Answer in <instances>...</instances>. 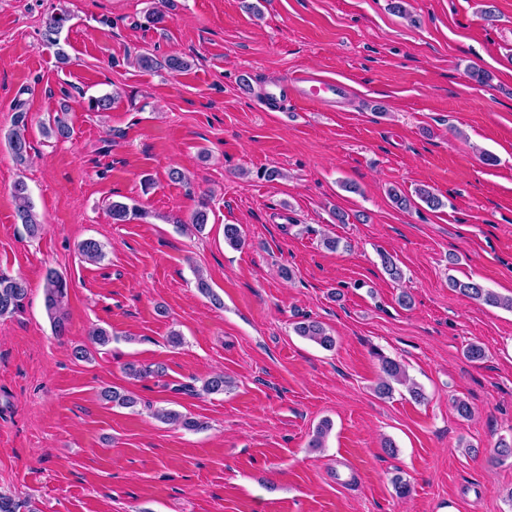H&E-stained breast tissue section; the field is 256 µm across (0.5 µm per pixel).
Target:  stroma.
I'll return each instance as SVG.
<instances>
[{"label":"stroma","instance_id":"35a3bbf8","mask_svg":"<svg viewBox=\"0 0 512 512\" xmlns=\"http://www.w3.org/2000/svg\"><path fill=\"white\" fill-rule=\"evenodd\" d=\"M391 3L175 0L150 26L153 0H0V269L30 287L24 312L0 319V491L40 512H512V457L497 453L512 442V309L448 285L512 298V0H404L403 15ZM56 8L73 19L53 47L41 33ZM142 53L191 67L145 71ZM298 69L347 91L265 111L261 88ZM114 92L110 111H86ZM19 101L22 165L7 144ZM63 105L71 138L44 137ZM19 180L44 222L35 238L16 215ZM423 186L442 209L388 194ZM132 201L146 218L113 223L109 203ZM228 224L242 249L225 244ZM88 238L102 261L79 255ZM50 269L69 283L61 337L44 308ZM305 316L333 349L295 333ZM96 327L111 343L75 359ZM472 343L484 360L467 359ZM381 353L423 400L401 384L378 394ZM129 363L166 373L133 380ZM220 372L224 393L177 390ZM112 386L137 406L104 401ZM160 407L207 427L161 423ZM452 288L459 290L462 294L479 301H483L489 305H502L500 298L493 292L485 289L481 284L474 281H458L451 280Z\"/></svg>","mask_w":512,"mask_h":512}]
</instances>
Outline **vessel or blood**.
Segmentation results:
<instances>
[{"label":"vessel or blood","mask_w":512,"mask_h":512,"mask_svg":"<svg viewBox=\"0 0 512 512\" xmlns=\"http://www.w3.org/2000/svg\"><path fill=\"white\" fill-rule=\"evenodd\" d=\"M344 93L345 87L341 81L300 70L264 87L261 98L264 105L283 109L292 103L326 105L335 102Z\"/></svg>","instance_id":"1"}]
</instances>
